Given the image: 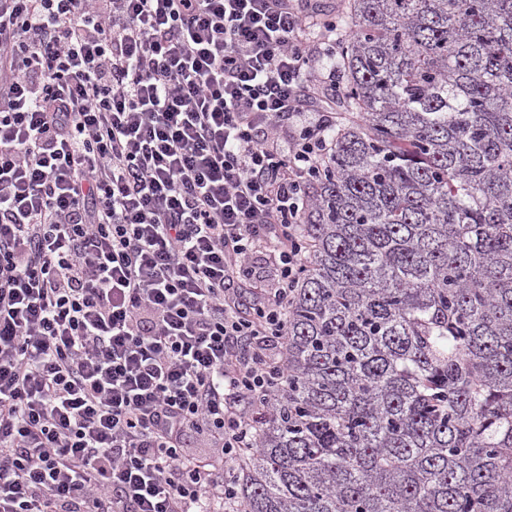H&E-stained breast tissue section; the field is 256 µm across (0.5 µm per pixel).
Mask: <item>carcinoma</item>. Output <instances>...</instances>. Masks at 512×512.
Here are the masks:
<instances>
[{
	"label": "carcinoma",
	"mask_w": 512,
	"mask_h": 512,
	"mask_svg": "<svg viewBox=\"0 0 512 512\" xmlns=\"http://www.w3.org/2000/svg\"><path fill=\"white\" fill-rule=\"evenodd\" d=\"M288 376L230 512H512V0H348Z\"/></svg>",
	"instance_id": "cac0c4a2"
}]
</instances>
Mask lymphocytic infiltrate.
<instances>
[{"mask_svg": "<svg viewBox=\"0 0 512 512\" xmlns=\"http://www.w3.org/2000/svg\"><path fill=\"white\" fill-rule=\"evenodd\" d=\"M337 47L303 0H0V512L231 499Z\"/></svg>", "mask_w": 512, "mask_h": 512, "instance_id": "f902f5d3", "label": "lymphocytic infiltrate"}]
</instances>
